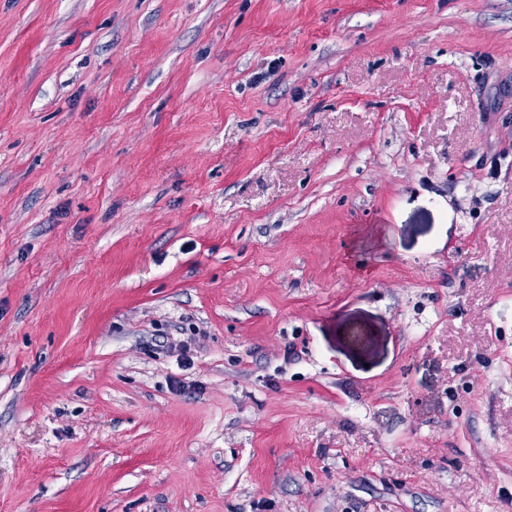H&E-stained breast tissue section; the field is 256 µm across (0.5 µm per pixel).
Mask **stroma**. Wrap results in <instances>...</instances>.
<instances>
[{"mask_svg":"<svg viewBox=\"0 0 512 512\" xmlns=\"http://www.w3.org/2000/svg\"><path fill=\"white\" fill-rule=\"evenodd\" d=\"M0 512H512V0H0Z\"/></svg>","mask_w":512,"mask_h":512,"instance_id":"35a3bbf8","label":"stroma"}]
</instances>
